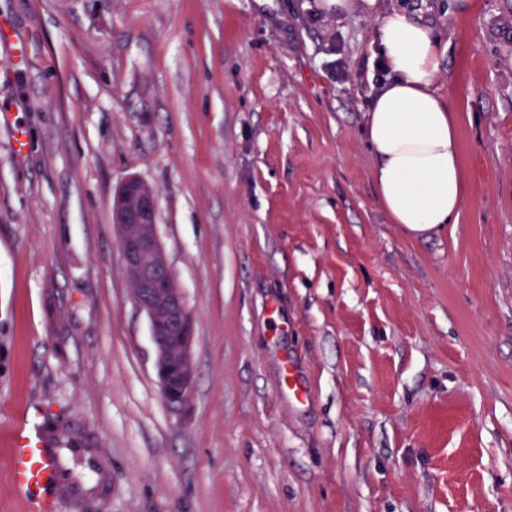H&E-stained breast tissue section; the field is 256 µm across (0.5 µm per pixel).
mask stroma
Returning a JSON list of instances; mask_svg holds the SVG:
<instances>
[{"label":"stroma","instance_id":"obj_1","mask_svg":"<svg viewBox=\"0 0 512 512\" xmlns=\"http://www.w3.org/2000/svg\"><path fill=\"white\" fill-rule=\"evenodd\" d=\"M321 4L0 0V113L30 135L20 161L0 125V512H26L23 424L105 448L86 512H512V0ZM393 9L439 41L469 190L428 239L364 138ZM129 178L193 316L179 414L124 276Z\"/></svg>","mask_w":512,"mask_h":512}]
</instances>
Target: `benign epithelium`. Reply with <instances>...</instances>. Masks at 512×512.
Instances as JSON below:
<instances>
[{
  "instance_id": "7a95c632",
  "label": "benign epithelium",
  "mask_w": 512,
  "mask_h": 512,
  "mask_svg": "<svg viewBox=\"0 0 512 512\" xmlns=\"http://www.w3.org/2000/svg\"><path fill=\"white\" fill-rule=\"evenodd\" d=\"M114 223L133 300L149 320L162 398L178 414L192 394L194 323L158 236L154 191L137 179L126 180L118 191Z\"/></svg>"
}]
</instances>
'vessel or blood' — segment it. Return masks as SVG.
I'll return each mask as SVG.
<instances>
[{
	"mask_svg": "<svg viewBox=\"0 0 512 512\" xmlns=\"http://www.w3.org/2000/svg\"><path fill=\"white\" fill-rule=\"evenodd\" d=\"M58 436L52 427L27 431L16 438L10 450L11 477L14 484L28 492L27 512H47V500L32 497L35 487L53 489L56 496L69 499L75 508H82L90 494H103L109 483L106 469V454L103 449L92 446L78 438H67L66 449L54 448ZM82 462L97 475L96 486L79 483L66 475L67 460Z\"/></svg>",
	"mask_w": 512,
	"mask_h": 512,
	"instance_id": "obj_1",
	"label": "vessel or blood"
}]
</instances>
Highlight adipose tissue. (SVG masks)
Returning a JSON list of instances; mask_svg holds the SVG:
<instances>
[{"label": "adipose tissue", "instance_id": "adipose-tissue-1", "mask_svg": "<svg viewBox=\"0 0 512 512\" xmlns=\"http://www.w3.org/2000/svg\"><path fill=\"white\" fill-rule=\"evenodd\" d=\"M374 39L388 71L366 114L373 183L392 223L426 239L466 201L456 124L433 87L441 53L432 30L402 11L383 14Z\"/></svg>", "mask_w": 512, "mask_h": 512}]
</instances>
